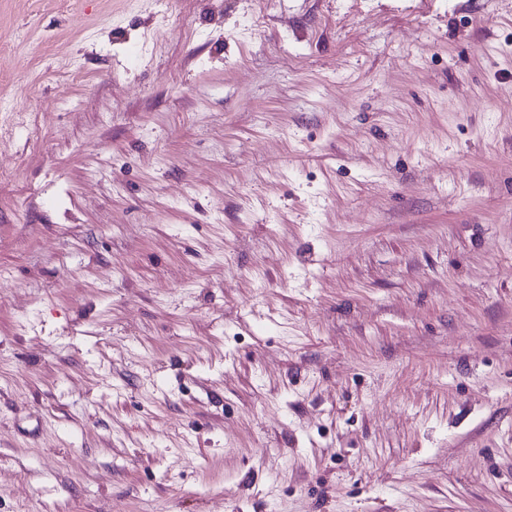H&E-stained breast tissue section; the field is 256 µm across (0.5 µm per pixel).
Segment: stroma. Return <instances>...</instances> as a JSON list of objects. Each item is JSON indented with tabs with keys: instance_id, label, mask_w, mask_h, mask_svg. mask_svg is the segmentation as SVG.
<instances>
[{
	"instance_id": "stroma-1",
	"label": "stroma",
	"mask_w": 512,
	"mask_h": 512,
	"mask_svg": "<svg viewBox=\"0 0 512 512\" xmlns=\"http://www.w3.org/2000/svg\"><path fill=\"white\" fill-rule=\"evenodd\" d=\"M0 512H512V0H0Z\"/></svg>"
}]
</instances>
